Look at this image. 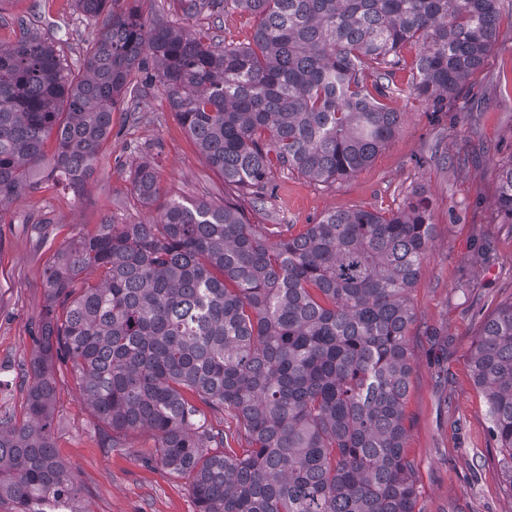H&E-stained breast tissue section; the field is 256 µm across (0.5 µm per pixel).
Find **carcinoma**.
Listing matches in <instances>:
<instances>
[{"instance_id": "carcinoma-1", "label": "carcinoma", "mask_w": 512, "mask_h": 512, "mask_svg": "<svg viewBox=\"0 0 512 512\" xmlns=\"http://www.w3.org/2000/svg\"><path fill=\"white\" fill-rule=\"evenodd\" d=\"M140 2L76 0L100 26L81 76L23 26L0 45V223L43 174L80 192L112 113L137 124L148 86L224 178V205L173 199L156 223L106 219L57 252L20 365L24 416L0 417V504L74 512L48 427L57 359L103 444L150 430V458L189 479L197 512H416L407 334L430 198L416 191L386 214L330 211L296 235L251 223L247 208L261 209L278 170L334 184L369 165L401 124L382 99L408 46H422L413 93L448 111L498 40L499 0H177L183 16L213 18L195 34L145 17ZM230 9L256 18L246 45L219 39ZM132 176L153 204L144 155ZM497 178L496 219L512 224V157ZM91 268L101 284L84 280ZM471 368L512 496V300L484 320ZM200 402L231 412L247 447L226 452Z\"/></svg>"}]
</instances>
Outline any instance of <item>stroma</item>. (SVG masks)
Wrapping results in <instances>:
<instances>
[{
  "instance_id": "stroma-1",
  "label": "stroma",
  "mask_w": 512,
  "mask_h": 512,
  "mask_svg": "<svg viewBox=\"0 0 512 512\" xmlns=\"http://www.w3.org/2000/svg\"><path fill=\"white\" fill-rule=\"evenodd\" d=\"M500 37L483 68L446 112L432 115L410 93V68L390 80V107L402 112L399 131L372 162L326 186L296 172H277L259 224L291 233L329 210L396 209L414 191L432 201L434 239L411 294L416 320L408 347L413 366L404 408L406 452L417 470L419 512H512L487 433L486 405L470 367V350L485 318L512 299V224L492 222L496 165L512 157V0H502ZM26 21L71 64L97 28L74 0H0V44ZM141 120L128 126L112 114V135L82 195L52 182L22 192L0 223V414L21 417L27 386L19 364L33 349L31 328L44 308L45 271L54 252L103 219L140 224L159 218V204H143L129 171L143 151L158 175L161 201L222 204L221 177L208 167L167 102L149 91ZM49 224L38 244L34 220ZM488 252L482 262L480 252ZM50 431L58 459L71 472L81 512H196L186 477L146 463L152 436L133 432L122 448L102 447L70 366L54 363Z\"/></svg>"
}]
</instances>
